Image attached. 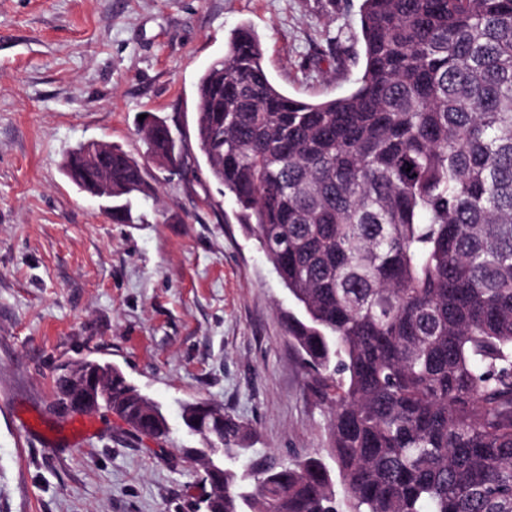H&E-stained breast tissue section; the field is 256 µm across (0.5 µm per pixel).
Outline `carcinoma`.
I'll return each instance as SVG.
<instances>
[{
	"label": "carcinoma",
	"mask_w": 512,
	"mask_h": 512,
	"mask_svg": "<svg viewBox=\"0 0 512 512\" xmlns=\"http://www.w3.org/2000/svg\"><path fill=\"white\" fill-rule=\"evenodd\" d=\"M364 65L346 95L282 92L243 24L200 77L205 170L237 206L300 308L285 322L331 408L330 466L247 453L246 427L207 403L182 416L214 453L204 512H512V0H361ZM159 166L165 123L139 122ZM112 222L151 186L110 146ZM79 189L100 174L78 146ZM57 410L73 396L55 379ZM142 435L161 405L112 371L103 400Z\"/></svg>",
	"instance_id": "carcinoma-1"
}]
</instances>
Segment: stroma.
<instances>
[{"mask_svg": "<svg viewBox=\"0 0 512 512\" xmlns=\"http://www.w3.org/2000/svg\"><path fill=\"white\" fill-rule=\"evenodd\" d=\"M360 0H0V512H195L200 447L181 418L205 401L248 424L255 453L329 458V408L285 331L297 306L205 175L196 84L250 25L288 96L350 92ZM334 63L320 61L328 40ZM177 137L174 172L148 158L139 114ZM144 165L141 221L112 223L63 172L80 143ZM82 358L159 402L170 437L111 410L62 421L54 380Z\"/></svg>", "mask_w": 512, "mask_h": 512, "instance_id": "obj_1", "label": "stroma"}]
</instances>
